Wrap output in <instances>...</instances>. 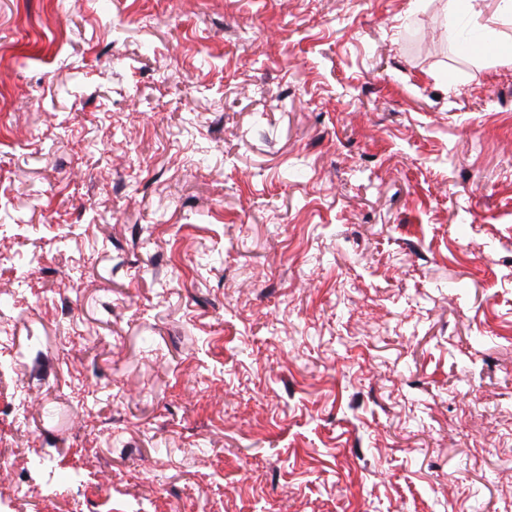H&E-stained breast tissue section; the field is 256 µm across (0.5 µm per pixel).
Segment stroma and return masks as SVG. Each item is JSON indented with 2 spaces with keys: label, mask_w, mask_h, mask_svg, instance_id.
Wrapping results in <instances>:
<instances>
[{
  "label": "stroma",
  "mask_w": 512,
  "mask_h": 512,
  "mask_svg": "<svg viewBox=\"0 0 512 512\" xmlns=\"http://www.w3.org/2000/svg\"><path fill=\"white\" fill-rule=\"evenodd\" d=\"M0 457V512H512L499 0H0Z\"/></svg>",
  "instance_id": "obj_1"
}]
</instances>
